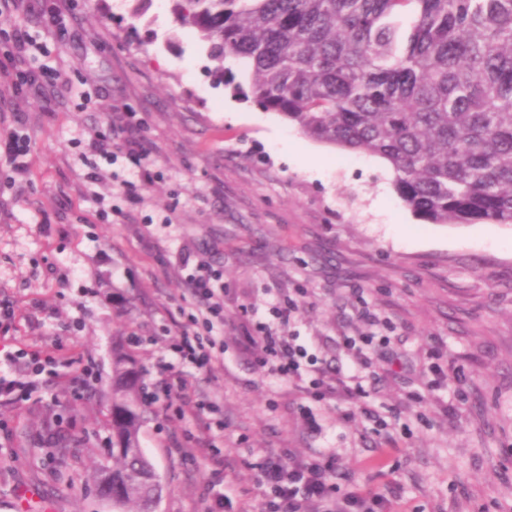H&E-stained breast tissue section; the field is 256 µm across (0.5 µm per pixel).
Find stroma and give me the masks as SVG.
<instances>
[{
  "mask_svg": "<svg viewBox=\"0 0 512 512\" xmlns=\"http://www.w3.org/2000/svg\"><path fill=\"white\" fill-rule=\"evenodd\" d=\"M0 20V349L61 357L25 400L0 397V512H112L94 491L112 463V346L132 340L147 391L194 302L185 277L223 272L224 362L173 363L220 414L148 407L141 445L165 486L157 512H257L269 451L336 455L393 512H512V227L428 224L383 159L305 137L280 115L213 86L197 33L169 0H29ZM61 13L62 25L46 19ZM40 47L20 63L5 31ZM59 74L19 88L21 69ZM28 150L10 160V132ZM136 140L145 158L99 160L90 134ZM294 302L288 322L272 306ZM317 363L282 379L244 349L256 322ZM382 337L351 379L346 338ZM443 382L427 388L431 363ZM96 383L80 382L84 368ZM323 378L321 400L307 393ZM214 440L215 464L193 450Z\"/></svg>",
  "mask_w": 512,
  "mask_h": 512,
  "instance_id": "1",
  "label": "stroma"
}]
</instances>
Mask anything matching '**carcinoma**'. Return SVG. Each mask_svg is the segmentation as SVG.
Returning a JSON list of instances; mask_svg holds the SVG:
<instances>
[{"label": "carcinoma", "mask_w": 512, "mask_h": 512, "mask_svg": "<svg viewBox=\"0 0 512 512\" xmlns=\"http://www.w3.org/2000/svg\"><path fill=\"white\" fill-rule=\"evenodd\" d=\"M207 73L306 137L378 156L428 224L512 226V0H169ZM135 356L112 353V512L163 493Z\"/></svg>", "instance_id": "cac0c4a2"}]
</instances>
